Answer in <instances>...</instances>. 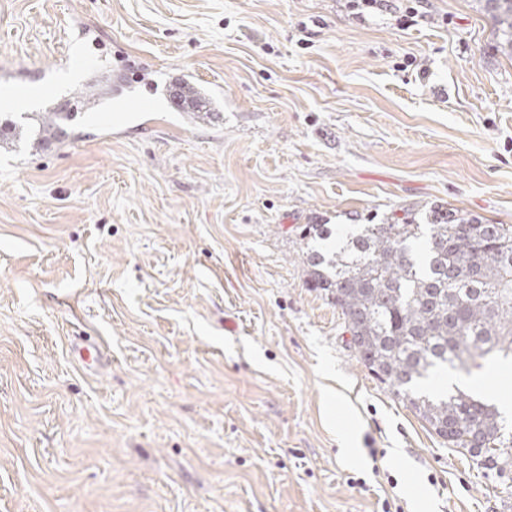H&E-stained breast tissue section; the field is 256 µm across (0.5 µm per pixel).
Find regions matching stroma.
I'll list each match as a JSON object with an SVG mask.
<instances>
[{
    "label": "stroma",
    "mask_w": 512,
    "mask_h": 512,
    "mask_svg": "<svg viewBox=\"0 0 512 512\" xmlns=\"http://www.w3.org/2000/svg\"><path fill=\"white\" fill-rule=\"evenodd\" d=\"M416 8L0 0V69L85 25L96 90L140 57L224 88L217 130L79 112L60 155L0 151V512H512V472L358 361L296 244L435 207L512 224V54L482 0ZM441 386L494 400L512 371Z\"/></svg>",
    "instance_id": "35a3bbf8"
}]
</instances>
